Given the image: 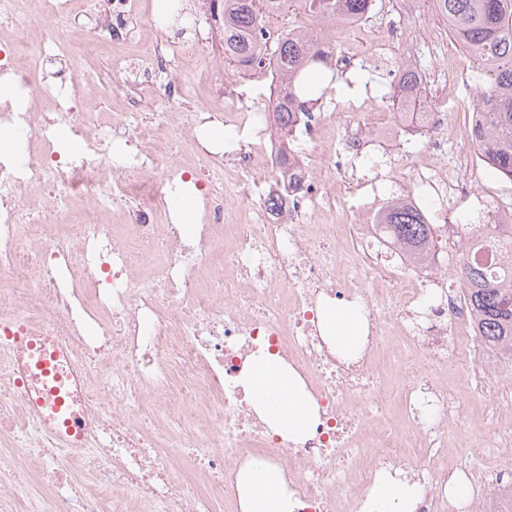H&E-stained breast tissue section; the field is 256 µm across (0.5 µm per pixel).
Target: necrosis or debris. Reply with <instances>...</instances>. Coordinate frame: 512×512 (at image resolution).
<instances>
[{
	"instance_id": "obj_1",
	"label": "necrosis or debris",
	"mask_w": 512,
	"mask_h": 512,
	"mask_svg": "<svg viewBox=\"0 0 512 512\" xmlns=\"http://www.w3.org/2000/svg\"><path fill=\"white\" fill-rule=\"evenodd\" d=\"M138 14V0H84L79 12L73 0H0V79L14 88L0 103V134L12 142L0 151V447L25 464L0 472V512H220L237 503L238 475L254 461L282 471L293 512H361L383 473L417 482L415 512H448L447 475L430 459L457 410L438 367L470 369V391L512 417L486 380L472 314L448 285L460 235L449 210L512 222L471 185L482 156L469 164L448 152L442 101L466 71L415 69L432 106L366 110L332 141L313 113H296L295 131L333 169L364 172L351 224L340 184L311 177L298 151L270 136L266 113L182 111L195 44L157 35L147 58L124 67L153 97L128 112L90 107L97 84L72 63L84 33L76 19L98 23L97 41L119 53ZM404 37L378 27L363 67L401 80L406 68L389 51ZM55 59L62 66L44 82ZM220 125L224 137L213 139ZM423 127L430 159L414 171L416 190L385 186L372 174L373 142ZM63 128L79 152L62 155ZM190 184L200 206L187 230L171 213ZM396 202L432 225L441 248L413 257L387 244L378 226ZM332 299L362 311L358 354L322 337L317 312ZM22 326L61 352L63 413L28 414L44 384L16 366ZM263 353L299 373L317 409L302 439L274 433L239 381ZM72 414L84 421L81 474L50 438ZM39 469L51 479L37 501L29 484ZM90 477L107 493L90 492Z\"/></svg>"
}]
</instances>
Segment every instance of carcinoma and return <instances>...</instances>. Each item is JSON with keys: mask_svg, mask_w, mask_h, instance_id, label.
I'll return each mask as SVG.
<instances>
[{"mask_svg": "<svg viewBox=\"0 0 512 512\" xmlns=\"http://www.w3.org/2000/svg\"><path fill=\"white\" fill-rule=\"evenodd\" d=\"M368 0H224V60L243 70L268 62L279 72L276 95L268 111L284 132H292L293 112L318 102L326 88L309 84L315 71L329 78L333 70L329 45L320 29L284 31L271 45L270 52L249 39L248 33L261 22L296 6L308 10L323 25L334 27L343 17L365 13ZM440 13L448 26L459 32L477 60L476 103L484 106L486 120L472 128L471 138L487 158V166L499 177L512 182V0H438ZM414 74L405 73L404 84L389 96L393 111L408 106L423 111L427 98L409 93ZM383 233L411 254L434 243L431 225L405 206L395 207ZM469 244L489 246L512 262V224H480ZM460 281L468 307L475 316L480 344L498 349L512 360V269L496 279L485 264L461 249Z\"/></svg>", "mask_w": 512, "mask_h": 512, "instance_id": "1", "label": "carcinoma"}]
</instances>
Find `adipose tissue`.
Wrapping results in <instances>:
<instances>
[{
	"instance_id": "1",
	"label": "adipose tissue",
	"mask_w": 512,
	"mask_h": 512,
	"mask_svg": "<svg viewBox=\"0 0 512 512\" xmlns=\"http://www.w3.org/2000/svg\"><path fill=\"white\" fill-rule=\"evenodd\" d=\"M324 339L344 354L358 352L364 342L362 315L355 304L326 303L320 312ZM261 418L289 438L307 433L316 417L299 375L280 358H253L241 378ZM420 490L417 484L380 478L371 488L368 512H414ZM240 512H292V502L281 472L253 462L239 475Z\"/></svg>"
}]
</instances>
